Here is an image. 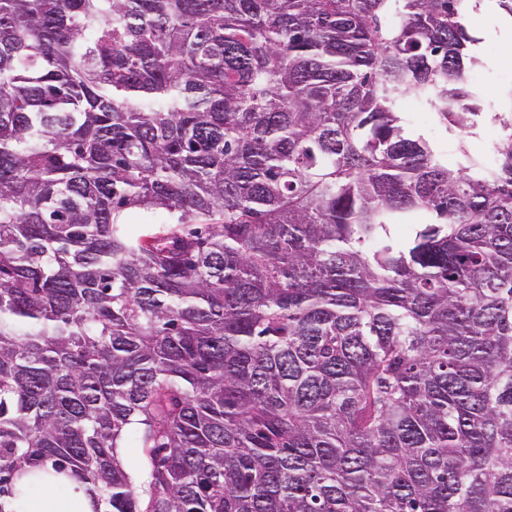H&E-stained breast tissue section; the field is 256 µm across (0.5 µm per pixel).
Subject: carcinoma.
<instances>
[{"instance_id": "obj_1", "label": "carcinoma", "mask_w": 512, "mask_h": 512, "mask_svg": "<svg viewBox=\"0 0 512 512\" xmlns=\"http://www.w3.org/2000/svg\"><path fill=\"white\" fill-rule=\"evenodd\" d=\"M478 43L464 0H0V512L45 464L92 512H512ZM412 123L410 125L411 130L423 132L436 140L444 150L448 151L452 149L453 141L438 127L429 125L426 121L425 116L417 114L419 111L417 108H410Z\"/></svg>"}]
</instances>
